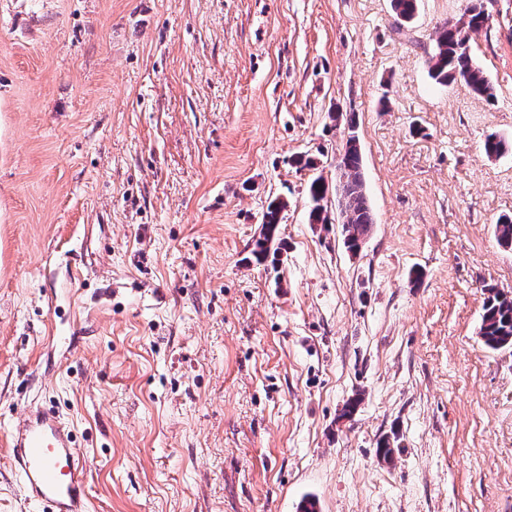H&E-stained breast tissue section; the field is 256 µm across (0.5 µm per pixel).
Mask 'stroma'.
Wrapping results in <instances>:
<instances>
[{"label": "stroma", "instance_id": "stroma-1", "mask_svg": "<svg viewBox=\"0 0 512 512\" xmlns=\"http://www.w3.org/2000/svg\"><path fill=\"white\" fill-rule=\"evenodd\" d=\"M468 5L0 0V512H44L8 448L33 406L93 460L92 512H512V348L478 335L512 295V151L483 154L512 140V0L472 35L494 99L426 67ZM355 133L352 130L349 132L337 164L346 177L340 193L344 245L353 253L362 247L373 224V214L364 188L361 148ZM328 184H326L322 175L314 177L308 187V195L311 203L309 211V222L313 224L329 223L327 210L324 201L328 193ZM288 206L287 199L276 197L273 199L264 214L262 230L259 239L256 241L253 256L256 261L265 259L268 256L269 244L273 242L278 225L280 224V214ZM488 293L481 319L479 334L484 345L493 351L512 347V297L495 287L484 289Z\"/></svg>", "mask_w": 512, "mask_h": 512}]
</instances>
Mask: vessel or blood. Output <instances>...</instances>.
<instances>
[{
    "label": "vessel or blood",
    "mask_w": 512,
    "mask_h": 512,
    "mask_svg": "<svg viewBox=\"0 0 512 512\" xmlns=\"http://www.w3.org/2000/svg\"><path fill=\"white\" fill-rule=\"evenodd\" d=\"M9 440L12 466L26 500L50 505L52 512H90V461L75 448L54 411L28 408Z\"/></svg>",
    "instance_id": "vessel-or-blood-1"
}]
</instances>
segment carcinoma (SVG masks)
Listing matches in <instances>:
<instances>
[{"instance_id":"obj_1","label":"carcinoma","mask_w":512,"mask_h":512,"mask_svg":"<svg viewBox=\"0 0 512 512\" xmlns=\"http://www.w3.org/2000/svg\"><path fill=\"white\" fill-rule=\"evenodd\" d=\"M391 8L402 24H408L418 9V0H391ZM469 26L465 32H456L443 24L437 30L434 50L426 60L428 75L435 83L448 86L462 84L471 92L488 100L495 97L493 85L485 76L483 69L475 61L471 47V34L481 30L487 24V16L479 0H471L467 8ZM338 167L346 177L341 185V217L344 233V245L350 252H357L368 237L373 224V214L365 193L362 154L359 138L350 131L340 153ZM328 193V184L320 175L314 177L308 187L311 203L309 222L328 223L324 201ZM288 207V200L273 199L264 214L262 230L256 241L253 256L260 261L268 256L269 244L273 242L280 214ZM485 300L479 334L484 345L493 351L512 347V297L495 287L485 289Z\"/></svg>"}]
</instances>
